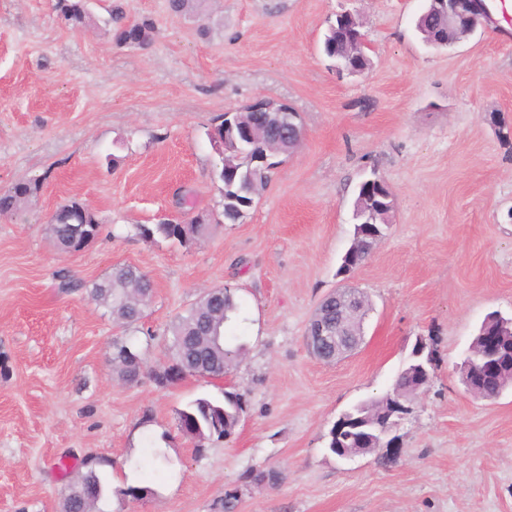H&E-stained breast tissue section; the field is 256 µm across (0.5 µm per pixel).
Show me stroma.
Returning a JSON list of instances; mask_svg holds the SVG:
<instances>
[{
    "mask_svg": "<svg viewBox=\"0 0 512 512\" xmlns=\"http://www.w3.org/2000/svg\"><path fill=\"white\" fill-rule=\"evenodd\" d=\"M152 19L154 41L116 45L111 2ZM55 0H0V191L44 177L40 194L0 216V512H62L63 491L96 462L103 512H512V388L473 397L460 365L484 317L512 314V16L454 47L424 44V0H207L201 16L166 0H96L93 26H65ZM358 13L371 67L338 74L321 52L330 20ZM258 98L289 103L304 138L239 224L211 225L184 248L134 227L220 209V157L206 132ZM386 180L392 223L343 277L359 182ZM98 215L83 251L57 250L56 208ZM119 264L155 291L122 330L88 294ZM76 287L60 288L61 275ZM234 290L225 327L246 346L224 377L161 388L112 371L116 336L160 338L203 291ZM353 287L372 310L355 354L313 357L319 303ZM432 378L399 430L389 465L337 461L324 436L353 405L384 395L416 339ZM243 394L231 437L196 455L179 430L189 401ZM167 458L159 464L152 450ZM274 470L273 485L249 475ZM145 496H126L128 487Z\"/></svg>",
    "mask_w": 512,
    "mask_h": 512,
    "instance_id": "stroma-1",
    "label": "stroma"
}]
</instances>
